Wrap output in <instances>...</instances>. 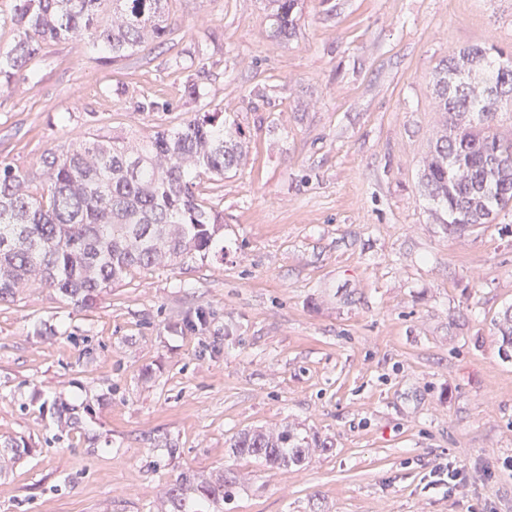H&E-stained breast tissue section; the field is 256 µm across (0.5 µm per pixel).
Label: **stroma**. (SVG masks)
Instances as JSON below:
<instances>
[{
  "label": "stroma",
  "instance_id": "obj_1",
  "mask_svg": "<svg viewBox=\"0 0 512 512\" xmlns=\"http://www.w3.org/2000/svg\"><path fill=\"white\" fill-rule=\"evenodd\" d=\"M168 16L163 46L114 63L50 43L0 89V161L22 171L203 112L249 146L202 185L223 254L134 271L89 308L0 301V442L30 448L0 512H157L178 477L225 467L243 481L224 512H512V207L451 235L421 187L435 70L512 52V0H304L287 41L264 0ZM284 422L329 450L278 472L229 454Z\"/></svg>",
  "mask_w": 512,
  "mask_h": 512
}]
</instances>
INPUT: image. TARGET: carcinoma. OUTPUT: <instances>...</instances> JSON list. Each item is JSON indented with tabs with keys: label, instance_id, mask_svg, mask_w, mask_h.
I'll return each mask as SVG.
<instances>
[{
	"label": "carcinoma",
	"instance_id": "carcinoma-1",
	"mask_svg": "<svg viewBox=\"0 0 512 512\" xmlns=\"http://www.w3.org/2000/svg\"><path fill=\"white\" fill-rule=\"evenodd\" d=\"M13 42L0 48V85L48 42L87 38L117 60L164 45L167 0H13ZM270 33H295L300 0H266ZM443 128L424 160V192L448 214V230L486 223L512 206V135L495 123L512 108V54L494 44L448 53L434 76ZM239 128L205 112L142 138L79 136L42 158L31 175L0 162V301L50 288L82 306L131 272L187 258L224 254V216L205 206L196 180L224 179L247 159ZM235 457L271 470L300 467L327 443L286 426L245 429L229 440ZM239 475L226 469L177 480L166 512H214L230 499Z\"/></svg>",
	"mask_w": 512,
	"mask_h": 512
}]
</instances>
